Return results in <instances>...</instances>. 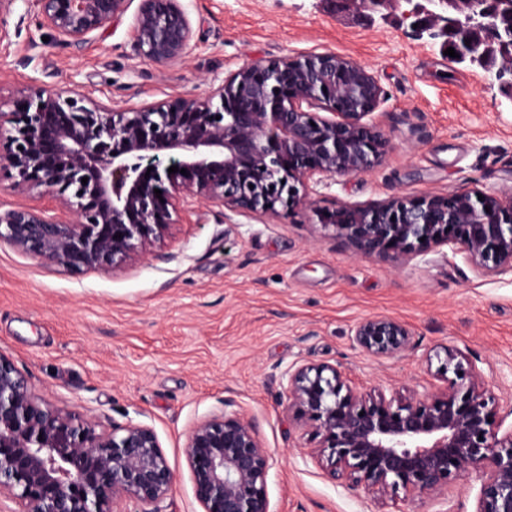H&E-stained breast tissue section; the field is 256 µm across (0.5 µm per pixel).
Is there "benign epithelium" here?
<instances>
[{
	"label": "benign epithelium",
	"instance_id": "7a95c632",
	"mask_svg": "<svg viewBox=\"0 0 512 512\" xmlns=\"http://www.w3.org/2000/svg\"><path fill=\"white\" fill-rule=\"evenodd\" d=\"M40 27L80 48L120 21L131 0H27ZM393 0H328L363 16ZM422 37L462 31L459 62L507 83L512 99V0H400ZM192 39L182 0H140L136 54L156 65L183 59ZM384 92L366 66L333 52L251 59L203 98L122 108L41 90L0 110V182L15 194H49L60 214L16 205L0 211V244L72 273L145 259L173 216L201 206L277 216L314 206L311 185L370 172L386 140L373 121ZM169 165L186 174L168 173ZM87 184H82V178ZM162 191L156 197L154 190ZM360 257L394 261L446 247L482 275H512V194L460 187L396 197L321 215ZM396 318L359 321L351 341L364 356L412 349ZM443 387L386 395L362 391L337 364L288 367V411L316 438L303 455L332 480L388 512L400 497L448 501L462 480L479 483L475 512H512V400L459 348L444 349ZM226 409L194 424L186 460L200 512H270L272 465L256 424ZM175 476L154 430H107L35 392L0 354V512H169Z\"/></svg>",
	"mask_w": 512,
	"mask_h": 512
}]
</instances>
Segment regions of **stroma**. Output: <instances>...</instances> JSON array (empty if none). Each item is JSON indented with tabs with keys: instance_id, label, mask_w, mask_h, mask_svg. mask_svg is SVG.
<instances>
[{
	"instance_id": "obj_1",
	"label": "stroma",
	"mask_w": 512,
	"mask_h": 512,
	"mask_svg": "<svg viewBox=\"0 0 512 512\" xmlns=\"http://www.w3.org/2000/svg\"><path fill=\"white\" fill-rule=\"evenodd\" d=\"M193 37L182 61L133 50L136 7L82 50L44 40L14 0L0 41V107L38 89H76L125 106L205 95L244 62L333 52L366 65L385 91L374 114L387 146L368 174L326 180L317 208L442 194L467 184L512 193V100L478 69L410 35L397 8L372 20L326 0H183ZM386 314L414 347L375 361L348 333ZM478 360L489 389L512 395V278L479 274L462 255L402 262L354 255L314 210L276 217L179 216L147 260L77 274L0 245V353L56 404L151 427L176 475L171 512H200L185 445L225 400L252 418L273 460L271 512H372L363 493L323 477L303 454L312 434L286 409L288 364L331 363L359 388L436 390L437 353Z\"/></svg>"
}]
</instances>
